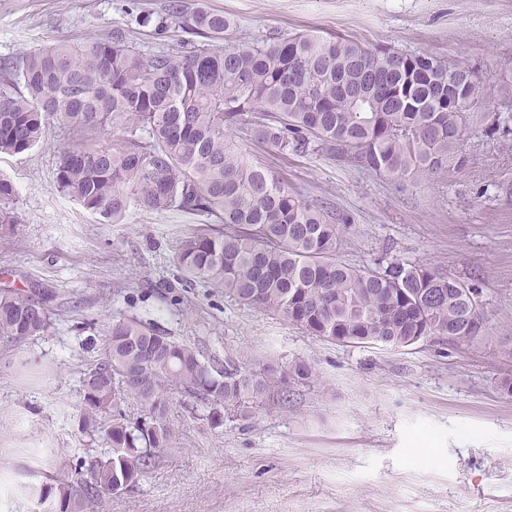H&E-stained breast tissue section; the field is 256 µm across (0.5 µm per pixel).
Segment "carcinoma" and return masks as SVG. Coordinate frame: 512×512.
I'll use <instances>...</instances> for the list:
<instances>
[{
    "label": "carcinoma",
    "instance_id": "carcinoma-1",
    "mask_svg": "<svg viewBox=\"0 0 512 512\" xmlns=\"http://www.w3.org/2000/svg\"><path fill=\"white\" fill-rule=\"evenodd\" d=\"M136 24L158 39L172 31L193 39L144 56L114 30L83 44L36 48L14 72L4 64L0 155L32 149L53 123L67 130L56 168L61 193L108 224L133 206L207 216L211 227L179 243L185 281L281 311L313 336L401 348L420 336L469 343L481 335L477 283L394 257L362 268L338 260L347 219L305 201L227 136L244 126L279 151L321 153L341 167L391 178L439 174L465 162L458 106L482 94L477 70L310 33L229 45L235 22L184 0H168ZM483 121L487 136L512 139L511 112L492 110ZM15 195L0 177V237L18 224ZM50 327L42 297L0 291L1 338L22 342ZM105 337L104 359L80 384L84 433H100L111 451L87 455L74 475L58 470L31 487L27 495L41 512H95L117 479L138 485L174 444L170 386L205 407L208 426L218 429L224 417L247 421L252 405L274 392L286 397L289 383L315 376L304 361L272 359L255 371L231 356L205 361L135 318L112 323ZM126 396L142 406L133 425L119 409Z\"/></svg>",
    "mask_w": 512,
    "mask_h": 512
}]
</instances>
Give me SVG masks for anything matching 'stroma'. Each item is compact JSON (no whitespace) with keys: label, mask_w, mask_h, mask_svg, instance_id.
<instances>
[{"label":"stroma","mask_w":512,"mask_h":512,"mask_svg":"<svg viewBox=\"0 0 512 512\" xmlns=\"http://www.w3.org/2000/svg\"><path fill=\"white\" fill-rule=\"evenodd\" d=\"M166 0H0V58L65 39L126 31L140 53L169 40L140 34L136 16ZM237 21L234 40L313 32L367 46L427 52L475 67L483 85L461 141L466 164L402 180L341 168L231 138L311 203L346 215L339 260L426 263L478 280L484 331L468 344L430 338L403 348L338 344L281 312L248 307L206 283L185 287L179 241L201 217L130 208L107 224L56 186L52 128L43 143L0 155L16 187V236L0 241V290L44 293L47 335L0 339V512H39L20 488L86 449L80 376L105 355L112 322L137 318L204 358L310 364L316 380L265 398L248 421L210 429L180 390L167 422L177 438L133 488L97 512H512V145L485 137L481 116L512 77V0H205Z\"/></svg>","instance_id":"1"}]
</instances>
